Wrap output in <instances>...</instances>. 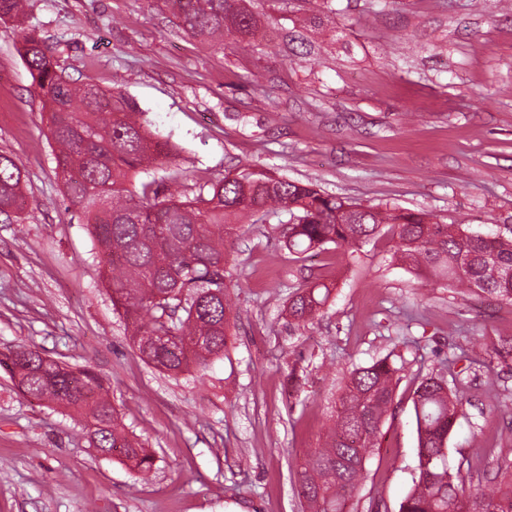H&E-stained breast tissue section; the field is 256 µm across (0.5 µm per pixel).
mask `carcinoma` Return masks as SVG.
Segmentation results:
<instances>
[{"label":"carcinoma","mask_w":512,"mask_h":512,"mask_svg":"<svg viewBox=\"0 0 512 512\" xmlns=\"http://www.w3.org/2000/svg\"><path fill=\"white\" fill-rule=\"evenodd\" d=\"M25 2L0 0V22H20ZM163 2L179 26L203 42L222 43L227 34L244 39L260 22L251 0ZM20 55L47 113L66 197L91 228L112 306L145 363L173 374L193 366L202 377L224 354L233 312V284L225 275L228 243L238 225L269 214L285 225L291 253L352 245L382 233L393 243V257L417 271L448 281L450 288L512 302V237L471 234L422 211L353 204L253 168L238 170L191 201L154 182L135 192L124 188L137 170L173 159L176 146L152 129L120 88L70 82L36 35L23 36ZM21 181L15 160L0 154L1 214L19 210ZM329 295L325 284L298 287L288 300V316L298 324L314 319ZM14 352L27 394L88 410L89 447L103 456L118 448L132 469L151 472L154 456L120 425L94 371L56 367L30 346ZM397 371L382 359L354 368L344 380L329 441L307 454L297 470L308 512H347L348 494L364 480L366 457L392 406ZM413 404L416 476L399 512H512V480L495 479L472 492L448 465L445 449L458 410L445 378L423 377Z\"/></svg>","instance_id":"1"}]
</instances>
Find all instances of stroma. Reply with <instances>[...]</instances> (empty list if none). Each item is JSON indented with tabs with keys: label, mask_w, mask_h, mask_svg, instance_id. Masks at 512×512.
<instances>
[{
	"label": "stroma",
	"mask_w": 512,
	"mask_h": 512,
	"mask_svg": "<svg viewBox=\"0 0 512 512\" xmlns=\"http://www.w3.org/2000/svg\"><path fill=\"white\" fill-rule=\"evenodd\" d=\"M257 0L246 40L200 42L160 0H28L0 22V153L23 172L19 214L0 216V352L38 348L91 368L125 428L155 456L139 477L87 444L85 412L24 394L0 367V512H303L296 466L327 439L349 371L389 358L394 411L351 512H399L417 464L414 391L456 378L448 463L466 486L512 461V365L461 352L512 336V303L461 295L392 257L387 238L288 253L276 223L230 245L237 319L204 380L142 361L112 307L88 224L64 196L47 116L18 48L41 37L74 82L145 111L178 149L132 178L182 199L244 167L365 205L423 210L472 233L512 232V6L501 0ZM330 297L314 320L282 306L301 282ZM482 455L480 471L467 462Z\"/></svg>",
	"instance_id": "1"
}]
</instances>
